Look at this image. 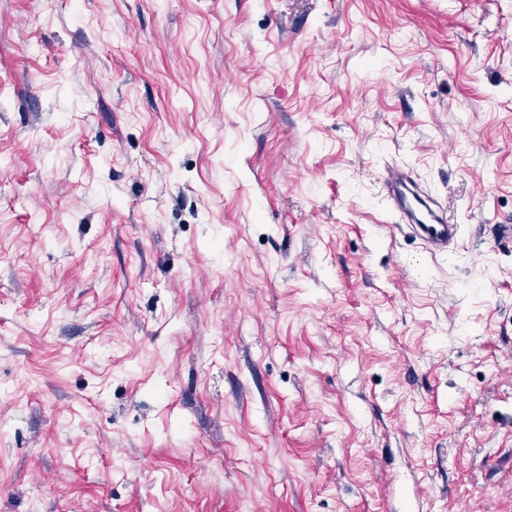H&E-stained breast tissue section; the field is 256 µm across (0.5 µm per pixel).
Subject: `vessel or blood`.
Returning <instances> with one entry per match:
<instances>
[{
    "mask_svg": "<svg viewBox=\"0 0 512 512\" xmlns=\"http://www.w3.org/2000/svg\"><path fill=\"white\" fill-rule=\"evenodd\" d=\"M384 196L402 227L419 237L431 255H444L461 236L456 218L442 208L437 198L424 191L413 172L405 165L394 163L384 178Z\"/></svg>",
    "mask_w": 512,
    "mask_h": 512,
    "instance_id": "1",
    "label": "vessel or blood"
}]
</instances>
